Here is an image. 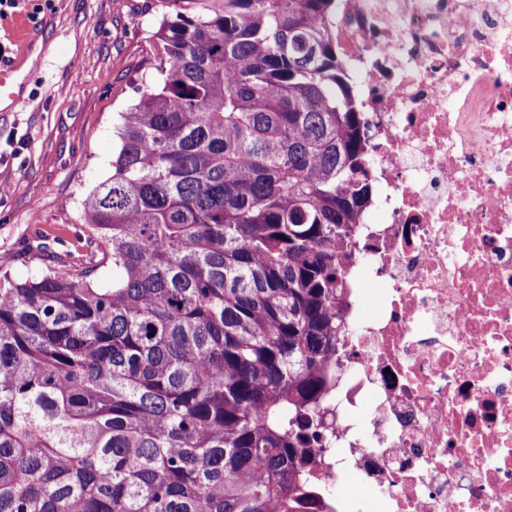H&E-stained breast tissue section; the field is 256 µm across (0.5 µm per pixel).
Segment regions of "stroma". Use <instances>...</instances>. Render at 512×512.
<instances>
[{"mask_svg":"<svg viewBox=\"0 0 512 512\" xmlns=\"http://www.w3.org/2000/svg\"><path fill=\"white\" fill-rule=\"evenodd\" d=\"M148 0H21L0 45L25 75L24 104L0 107V268L37 277L86 261L82 202L112 174L119 113L152 59Z\"/></svg>","mask_w":512,"mask_h":512,"instance_id":"stroma-1","label":"stroma"}]
</instances>
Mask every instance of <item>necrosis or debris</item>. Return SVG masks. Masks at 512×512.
<instances>
[{
  "label": "necrosis or debris",
  "mask_w": 512,
  "mask_h": 512,
  "mask_svg": "<svg viewBox=\"0 0 512 512\" xmlns=\"http://www.w3.org/2000/svg\"><path fill=\"white\" fill-rule=\"evenodd\" d=\"M332 34L376 192L306 512H512V0H339Z\"/></svg>",
  "instance_id": "obj_1"
}]
</instances>
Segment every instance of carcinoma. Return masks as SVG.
<instances>
[{
    "instance_id": "1",
    "label": "carcinoma",
    "mask_w": 512,
    "mask_h": 512,
    "mask_svg": "<svg viewBox=\"0 0 512 512\" xmlns=\"http://www.w3.org/2000/svg\"><path fill=\"white\" fill-rule=\"evenodd\" d=\"M338 0H151L68 273L0 271V512H300L373 196ZM112 266V285L92 274Z\"/></svg>"
}]
</instances>
